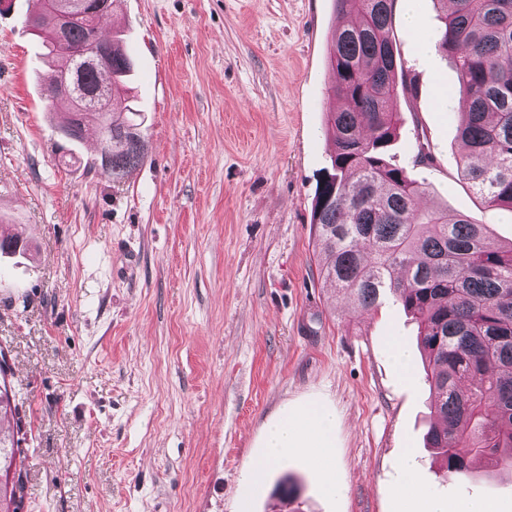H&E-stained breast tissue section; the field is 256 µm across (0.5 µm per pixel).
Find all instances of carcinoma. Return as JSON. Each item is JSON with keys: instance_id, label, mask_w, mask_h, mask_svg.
<instances>
[{"instance_id": "cac0c4a2", "label": "carcinoma", "mask_w": 512, "mask_h": 512, "mask_svg": "<svg viewBox=\"0 0 512 512\" xmlns=\"http://www.w3.org/2000/svg\"><path fill=\"white\" fill-rule=\"evenodd\" d=\"M334 5L355 21L333 30L329 45V99L340 105L326 112L334 153L311 211L319 276L363 313L391 294L416 319L434 416L426 443L447 477L463 482L482 460L512 470V246L496 245L466 214L417 208L425 187L389 156L398 130L392 103L418 96L417 77L397 60L389 38L395 0ZM34 15L52 60L45 77L52 99L70 103L75 90L91 97L112 92L109 126L90 107L80 125L62 113L58 128L78 142L94 126L101 169L121 181L145 159L141 112L125 87L130 59L118 39L106 42L76 25L69 43L112 48V66H78L76 82L65 85L72 60L59 52L53 18L43 9ZM436 46L453 53L467 95L459 176L484 209L512 212V0H452ZM26 250L19 237L0 234V256ZM11 371L0 350V512H22L26 497V433Z\"/></svg>"}]
</instances>
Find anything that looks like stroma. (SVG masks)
Here are the masks:
<instances>
[{
  "label": "stroma",
  "instance_id": "35a3bbf8",
  "mask_svg": "<svg viewBox=\"0 0 512 512\" xmlns=\"http://www.w3.org/2000/svg\"><path fill=\"white\" fill-rule=\"evenodd\" d=\"M33 0L0 14V348L28 425L25 512H401L413 452L448 512H512L490 464L445 478L425 447L429 388L417 325L394 298L358 313L318 275L310 215L330 165L324 134L333 0H120L112 30L134 69L146 157L112 182L66 142L42 77ZM395 8L390 37L419 94L397 100L391 154L448 207L512 241V213L458 181L463 102L453 60ZM433 156L416 164L418 146ZM412 355L396 369L392 342ZM318 404L336 417L322 457L296 449L253 478L265 428ZM292 503L275 493L284 476Z\"/></svg>",
  "mask_w": 512,
  "mask_h": 512
}]
</instances>
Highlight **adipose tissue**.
Wrapping results in <instances>:
<instances>
[{
  "mask_svg": "<svg viewBox=\"0 0 512 512\" xmlns=\"http://www.w3.org/2000/svg\"><path fill=\"white\" fill-rule=\"evenodd\" d=\"M336 419L316 405H308L291 415H283L267 426L263 446L266 453L256 472H263L266 466L281 455L295 448H331L336 441Z\"/></svg>",
  "mask_w": 512,
  "mask_h": 512,
  "instance_id": "obj_1",
  "label": "adipose tissue"
}]
</instances>
